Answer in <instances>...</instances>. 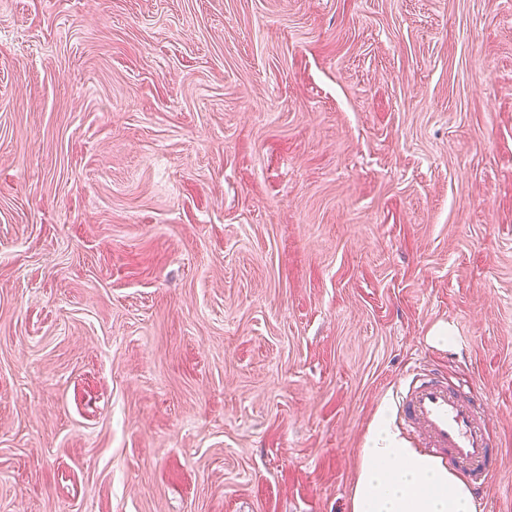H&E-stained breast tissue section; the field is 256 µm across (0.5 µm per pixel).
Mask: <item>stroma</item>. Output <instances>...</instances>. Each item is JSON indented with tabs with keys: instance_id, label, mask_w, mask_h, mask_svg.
Returning <instances> with one entry per match:
<instances>
[{
	"instance_id": "35a3bbf8",
	"label": "stroma",
	"mask_w": 512,
	"mask_h": 512,
	"mask_svg": "<svg viewBox=\"0 0 512 512\" xmlns=\"http://www.w3.org/2000/svg\"><path fill=\"white\" fill-rule=\"evenodd\" d=\"M417 361L512 512V0H0V512H349Z\"/></svg>"
}]
</instances>
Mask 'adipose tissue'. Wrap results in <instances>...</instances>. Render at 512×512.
<instances>
[{"label":"adipose tissue","instance_id":"adipose-tissue-1","mask_svg":"<svg viewBox=\"0 0 512 512\" xmlns=\"http://www.w3.org/2000/svg\"><path fill=\"white\" fill-rule=\"evenodd\" d=\"M350 512H474V496L447 466L408 447L382 409L360 453Z\"/></svg>","mask_w":512,"mask_h":512}]
</instances>
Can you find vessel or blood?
<instances>
[{
    "label": "vessel or blood",
    "instance_id": "vessel-or-blood-1",
    "mask_svg": "<svg viewBox=\"0 0 512 512\" xmlns=\"http://www.w3.org/2000/svg\"><path fill=\"white\" fill-rule=\"evenodd\" d=\"M398 415L431 456L484 486L493 477L487 412L471 393L454 390L427 369L416 367L399 391Z\"/></svg>",
    "mask_w": 512,
    "mask_h": 512
}]
</instances>
